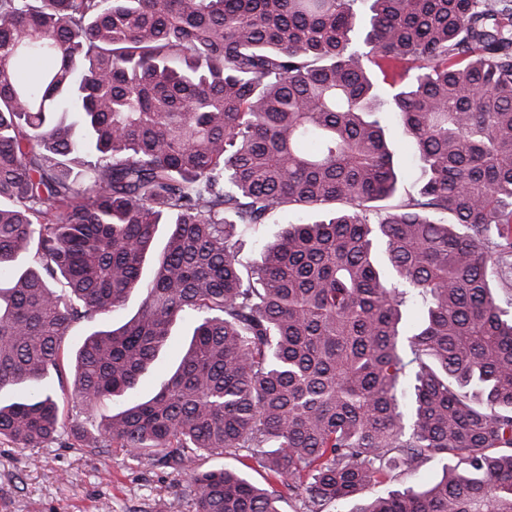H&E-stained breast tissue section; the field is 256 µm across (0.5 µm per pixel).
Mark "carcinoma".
I'll list each match as a JSON object with an SVG mask.
<instances>
[{
    "label": "carcinoma",
    "instance_id": "obj_1",
    "mask_svg": "<svg viewBox=\"0 0 512 512\" xmlns=\"http://www.w3.org/2000/svg\"><path fill=\"white\" fill-rule=\"evenodd\" d=\"M286 207L315 219L243 264ZM72 357L74 406L121 404L92 435L47 385ZM12 386L0 439L161 461L194 512H512V0H0ZM386 136L395 145L398 161L404 171L405 187L412 190L419 177V171L417 168L413 167L412 162H410L407 158V150L406 144L404 143V138L399 128L394 125L388 127L386 130ZM296 218L297 216L288 213V210L278 212L268 224L261 225L255 234L246 235L240 250L243 261L251 262L259 258L261 245L275 240L288 221L294 222ZM141 299L142 297L140 295H133L127 305L123 309L115 312L107 323L98 319L92 322L81 321L74 323L67 338L68 347L74 351L82 343L85 336L95 330L104 329L106 324L113 323L114 326L121 325L137 312ZM191 330V322L188 320H181L175 324L159 361L140 378L136 388L138 397L150 398L160 391L181 358L183 349L188 345L190 336L187 335Z\"/></svg>",
    "mask_w": 512,
    "mask_h": 512
}]
</instances>
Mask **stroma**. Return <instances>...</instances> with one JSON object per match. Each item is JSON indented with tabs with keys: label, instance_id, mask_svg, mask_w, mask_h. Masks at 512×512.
<instances>
[{
	"label": "stroma",
	"instance_id": "obj_1",
	"mask_svg": "<svg viewBox=\"0 0 512 512\" xmlns=\"http://www.w3.org/2000/svg\"><path fill=\"white\" fill-rule=\"evenodd\" d=\"M192 330L178 321L159 361L139 380L138 397L160 391ZM172 469L136 461L119 448L91 455L54 444L18 448L0 440V512H193L192 497Z\"/></svg>",
	"mask_w": 512,
	"mask_h": 512
}]
</instances>
